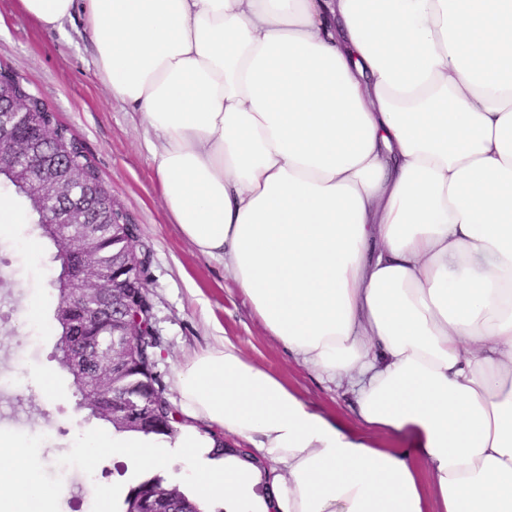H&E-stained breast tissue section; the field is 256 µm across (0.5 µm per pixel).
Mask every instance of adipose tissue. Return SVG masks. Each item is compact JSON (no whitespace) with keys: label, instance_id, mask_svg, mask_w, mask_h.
Listing matches in <instances>:
<instances>
[{"label":"adipose tissue","instance_id":"ef3b65f1","mask_svg":"<svg viewBox=\"0 0 512 512\" xmlns=\"http://www.w3.org/2000/svg\"><path fill=\"white\" fill-rule=\"evenodd\" d=\"M167 210L366 433L231 340L176 372L188 418L283 465L195 478L227 512H512V0H85ZM393 434L416 458L383 444ZM153 470L156 441L95 439ZM13 512H47L21 451Z\"/></svg>","mask_w":512,"mask_h":512}]
</instances>
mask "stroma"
Instances as JSON below:
<instances>
[{"instance_id":"1","label":"stroma","mask_w":512,"mask_h":512,"mask_svg":"<svg viewBox=\"0 0 512 512\" xmlns=\"http://www.w3.org/2000/svg\"><path fill=\"white\" fill-rule=\"evenodd\" d=\"M0 65L15 72L82 142L102 182L137 224L134 248L150 257L155 371L171 404L180 403L175 376L181 364L227 336L305 400L361 430L350 394L325 383L268 336L223 262L199 253L174 224L146 148L152 133L99 77L93 35L81 13L48 29L22 10L20 0H0ZM54 254L35 216L20 226H0V445L23 449L26 465L42 474L76 458L85 438L103 430L83 422L72 379L54 356L53 281L60 271ZM45 371L57 383L50 398L38 380ZM101 465L109 473L107 484L76 483L71 492L54 495V512H102L104 488L127 490L141 474L119 455Z\"/></svg>"}]
</instances>
